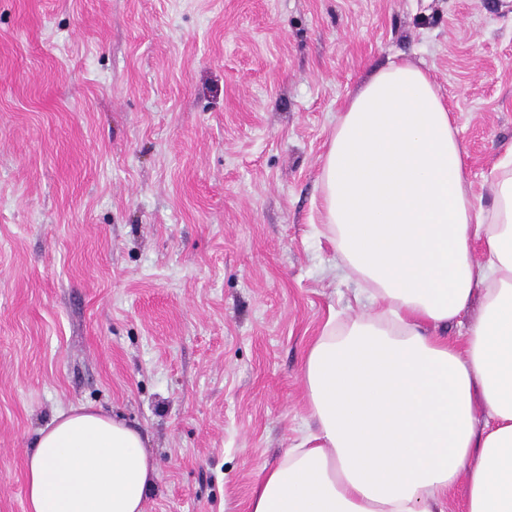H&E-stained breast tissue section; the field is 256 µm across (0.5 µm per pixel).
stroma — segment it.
<instances>
[{"mask_svg": "<svg viewBox=\"0 0 512 512\" xmlns=\"http://www.w3.org/2000/svg\"><path fill=\"white\" fill-rule=\"evenodd\" d=\"M408 58L472 194L512 149V0H0V512L91 403L147 437L145 512H250L313 419L329 314L322 158L350 94Z\"/></svg>", "mask_w": 512, "mask_h": 512, "instance_id": "stroma-1", "label": "stroma"}]
</instances>
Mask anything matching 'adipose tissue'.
<instances>
[{
  "instance_id": "ef3b65f1",
  "label": "adipose tissue",
  "mask_w": 512,
  "mask_h": 512,
  "mask_svg": "<svg viewBox=\"0 0 512 512\" xmlns=\"http://www.w3.org/2000/svg\"><path fill=\"white\" fill-rule=\"evenodd\" d=\"M491 206L428 74L349 97L321 168L322 234L373 312L328 317L303 367L314 429L260 471L251 512H512V151ZM483 262H475L474 244ZM463 344L440 335L471 303ZM25 512H145L160 473L125 419L59 411L25 454Z\"/></svg>"
}]
</instances>
